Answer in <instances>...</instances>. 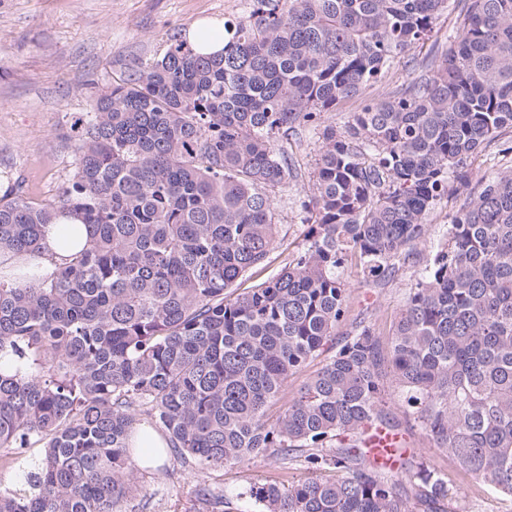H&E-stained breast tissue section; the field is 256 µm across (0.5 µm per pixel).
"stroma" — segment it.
<instances>
[{
  "label": "stroma",
  "instance_id": "1",
  "mask_svg": "<svg viewBox=\"0 0 512 512\" xmlns=\"http://www.w3.org/2000/svg\"><path fill=\"white\" fill-rule=\"evenodd\" d=\"M249 11V0H0V195L12 183L22 185L29 200L44 204L57 198L74 170L71 124L87 112L93 85H109L128 75L138 63L165 52L174 37L206 19H234ZM429 47L413 52L412 62L396 64L381 81L364 91L374 102L395 95L400 85L422 72ZM317 135L302 133L293 147L301 168L274 194L279 240L263 268L240 279L243 292L279 272L284 248H296L306 231L302 200L313 193L311 173L319 155ZM482 161L471 166L470 183L456 200L437 205L426 219V235L417 256L395 279L367 284L359 266H348V312L339 330L352 323L374 325L390 337L404 298L421 276L434 245L443 240L451 218L465 200L479 193L497 174ZM383 415L396 425L409 457L419 458L444 476L456 512H512V496L477 483L426 436L394 383H386ZM302 466L283 468L274 457H257L221 467H205L174 458L156 468L132 467L134 493L125 512H212L199 497L208 487L232 512H260L251 487L281 486L307 478Z\"/></svg>",
  "mask_w": 512,
  "mask_h": 512
}]
</instances>
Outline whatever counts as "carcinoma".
Returning a JSON list of instances; mask_svg holds the SVG:
<instances>
[{
	"label": "carcinoma",
	"mask_w": 512,
	"mask_h": 512,
	"mask_svg": "<svg viewBox=\"0 0 512 512\" xmlns=\"http://www.w3.org/2000/svg\"><path fill=\"white\" fill-rule=\"evenodd\" d=\"M450 7L460 33L439 60L320 130L301 248L231 291L275 249L273 193L298 177L288 148L424 45ZM73 127L58 199L0 198V252L41 255L59 212L86 230L53 274L0 278V464L44 449L21 470L27 489L0 492V512H123L143 422L176 460L267 453L333 472L253 487L263 512H453L424 462L390 481L357 451L383 421L387 373L437 447L512 495V168L452 217L386 343L363 324L336 340L344 268L395 278L426 216L512 129V0H251L224 21V53L172 43ZM327 344L334 354L268 423ZM332 351H324L319 356L314 357L307 362L300 370L294 373L288 379V385L284 392L267 408V418L270 422H275L284 406L293 401L299 394L301 388L327 361Z\"/></svg>",
	"instance_id": "1"
}]
</instances>
